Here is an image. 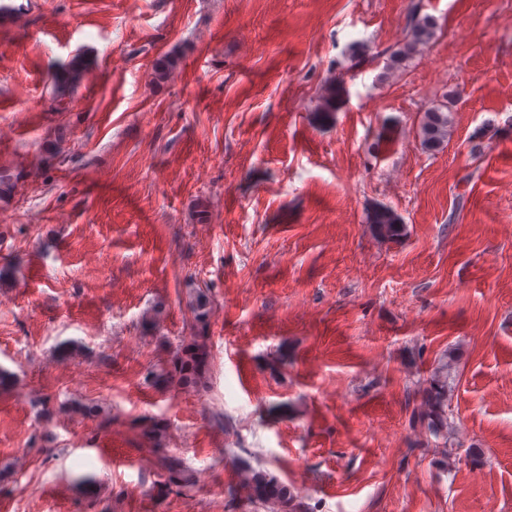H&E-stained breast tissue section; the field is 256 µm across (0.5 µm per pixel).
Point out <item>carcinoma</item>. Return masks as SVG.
Masks as SVG:
<instances>
[{
  "mask_svg": "<svg viewBox=\"0 0 512 512\" xmlns=\"http://www.w3.org/2000/svg\"><path fill=\"white\" fill-rule=\"evenodd\" d=\"M435 22L421 15L418 7L411 6L409 11L408 35L406 41L394 49L388 59L387 66L396 69L401 67L411 55L429 42L434 34ZM84 72L83 61L73 59L50 74L58 92H64L68 86L81 80ZM342 83L331 80L324 90L319 110L321 120L327 122L336 111L338 90ZM448 105L439 104L423 113L419 122L418 136L421 146L428 150L439 148L448 139ZM369 222L374 231L382 238L396 239L402 235L404 224L401 217L388 207L381 206L370 215ZM193 310L196 331L190 342L176 351L168 366L156 374L157 381L167 385H196L203 380L210 351L206 330L211 307L208 296L200 292L195 298ZM448 384L445 381L432 380L429 388L424 390L422 409L418 413L429 434L438 438L448 431ZM244 482L250 492L251 503L265 512H301L304 505L297 496L269 475L252 469L246 461H241ZM166 484L181 490L192 487L195 477L183 462L175 457H165L161 461Z\"/></svg>",
  "mask_w": 512,
  "mask_h": 512,
  "instance_id": "1",
  "label": "carcinoma"
}]
</instances>
